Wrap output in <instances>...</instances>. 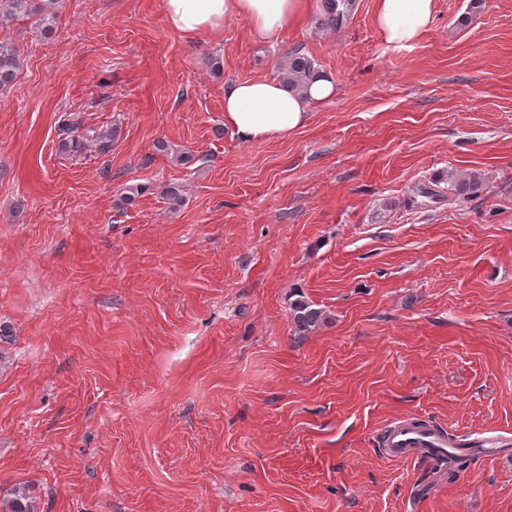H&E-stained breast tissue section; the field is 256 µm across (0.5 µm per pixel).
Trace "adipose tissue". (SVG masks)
<instances>
[{
	"label": "adipose tissue",
	"mask_w": 512,
	"mask_h": 512,
	"mask_svg": "<svg viewBox=\"0 0 512 512\" xmlns=\"http://www.w3.org/2000/svg\"><path fill=\"white\" fill-rule=\"evenodd\" d=\"M303 0H163L168 25L193 39L219 33L230 16L246 19L255 38L269 40L299 16ZM433 22V0H376L375 23L385 42L406 47ZM336 92L332 76L315 73L303 91H285L279 81L236 82L224 91V121L245 142L282 138L304 127L312 103Z\"/></svg>",
	"instance_id": "obj_1"
}]
</instances>
